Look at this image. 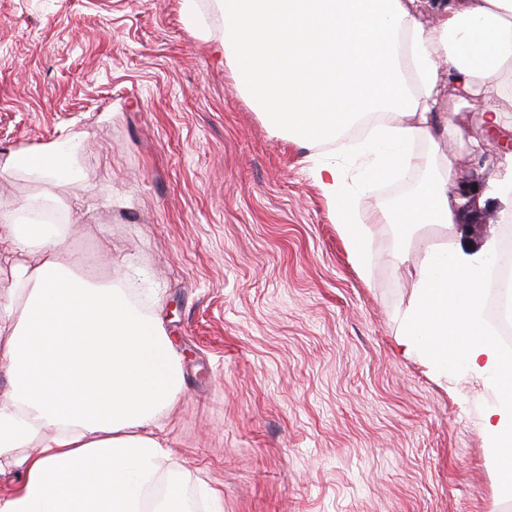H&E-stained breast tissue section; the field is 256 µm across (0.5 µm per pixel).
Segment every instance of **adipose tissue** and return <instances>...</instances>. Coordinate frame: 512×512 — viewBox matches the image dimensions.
<instances>
[{"label": "adipose tissue", "mask_w": 512, "mask_h": 512, "mask_svg": "<svg viewBox=\"0 0 512 512\" xmlns=\"http://www.w3.org/2000/svg\"><path fill=\"white\" fill-rule=\"evenodd\" d=\"M219 7L224 59L272 132L325 141L364 113L386 112L368 138L378 154L374 175L416 167L429 176L399 208L376 211L375 221L452 229L451 166L412 145L450 135L434 121V89L444 76L464 92L481 87L487 125L501 128L497 103L512 100V0H446L428 28L417 20L420 0H219ZM0 166L44 182L74 179L72 153L59 143ZM310 172L364 263V233L342 170L316 158ZM43 202L31 196L18 210L0 209V273L11 282L0 304V371L10 383V399L0 404V469L23 475L0 498V512H135L140 482L163 451L154 410L176 391L175 353L159 320L61 264L64 225L18 223L17 211ZM421 252L399 346L434 375L461 370L494 389L484 435L510 484L512 354L484 317L493 249L467 253L425 238Z\"/></svg>", "instance_id": "obj_1"}]
</instances>
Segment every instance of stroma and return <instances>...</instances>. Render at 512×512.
Here are the masks:
<instances>
[{
  "label": "stroma",
  "mask_w": 512,
  "mask_h": 512,
  "mask_svg": "<svg viewBox=\"0 0 512 512\" xmlns=\"http://www.w3.org/2000/svg\"><path fill=\"white\" fill-rule=\"evenodd\" d=\"M0 0V160L75 144L77 184L0 172V208L48 195L68 225L62 264L132 287L178 358L157 410L167 440L142 496L178 483L199 512H512L485 447L495 395L432 376L398 340L435 227L374 224L401 176L368 177L357 132L317 146L274 135L215 46L217 0ZM452 178L476 175L473 249L500 241L512 199L481 90L437 86ZM342 164L365 220L358 270L310 174Z\"/></svg>",
  "instance_id": "35a3bbf8"
}]
</instances>
